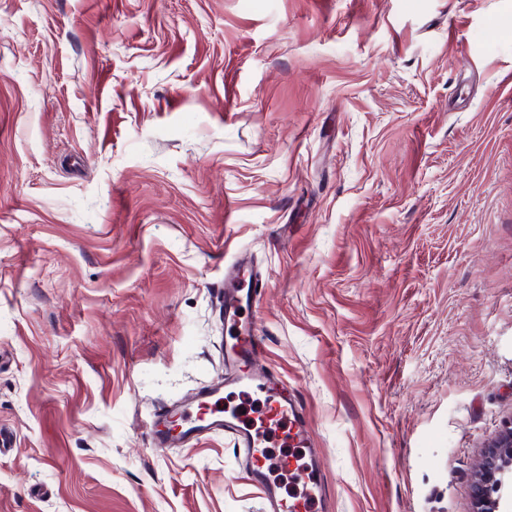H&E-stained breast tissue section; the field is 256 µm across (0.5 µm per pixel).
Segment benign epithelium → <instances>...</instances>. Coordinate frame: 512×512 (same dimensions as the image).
<instances>
[{"instance_id": "obj_1", "label": "benign epithelium", "mask_w": 512, "mask_h": 512, "mask_svg": "<svg viewBox=\"0 0 512 512\" xmlns=\"http://www.w3.org/2000/svg\"><path fill=\"white\" fill-rule=\"evenodd\" d=\"M472 488L473 512H512V426L488 443Z\"/></svg>"}]
</instances>
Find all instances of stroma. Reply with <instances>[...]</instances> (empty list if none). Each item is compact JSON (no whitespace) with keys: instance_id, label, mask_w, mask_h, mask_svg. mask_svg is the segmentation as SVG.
I'll list each match as a JSON object with an SVG mask.
<instances>
[{"instance_id":"obj_1","label":"stroma","mask_w":512,"mask_h":512,"mask_svg":"<svg viewBox=\"0 0 512 512\" xmlns=\"http://www.w3.org/2000/svg\"><path fill=\"white\" fill-rule=\"evenodd\" d=\"M322 512H472L512 425V0H0V512H264L224 273ZM232 275L224 277V325L235 333L234 342L224 346V386L234 387L237 398L257 396L264 410L259 426L254 416L224 412L218 407L221 386L203 392L193 402L158 414L152 422L156 443H186L205 433L231 434L246 460L250 476L263 492L266 512H318L324 495L321 461L309 448L307 418L295 399L285 393L286 385L252 366L260 341L251 323L242 317L243 290L246 300L259 288L253 270L237 259ZM201 409L205 412L201 413ZM176 420L178 428L172 427ZM293 447L288 455L276 452L278 437ZM275 472L283 474L277 480ZM290 484V488L288 487Z\"/></svg>"}]
</instances>
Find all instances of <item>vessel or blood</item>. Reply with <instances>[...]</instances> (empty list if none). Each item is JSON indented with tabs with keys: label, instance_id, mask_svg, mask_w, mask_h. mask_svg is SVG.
Returning a JSON list of instances; mask_svg holds the SVG:
<instances>
[{
	"label": "vessel or blood",
	"instance_id": "b4317fda",
	"mask_svg": "<svg viewBox=\"0 0 512 512\" xmlns=\"http://www.w3.org/2000/svg\"><path fill=\"white\" fill-rule=\"evenodd\" d=\"M258 286L252 269L238 261L224 280V323L235 334L224 348V383L234 387L238 397H258L262 421L239 411H221L215 387L189 404L158 414L152 422L154 439L165 446L205 433L231 434L263 492L265 512H319L324 483L321 461L309 447L306 414L288 397L283 382L251 364L260 341L241 308L244 294H255Z\"/></svg>",
	"mask_w": 512,
	"mask_h": 512
}]
</instances>
